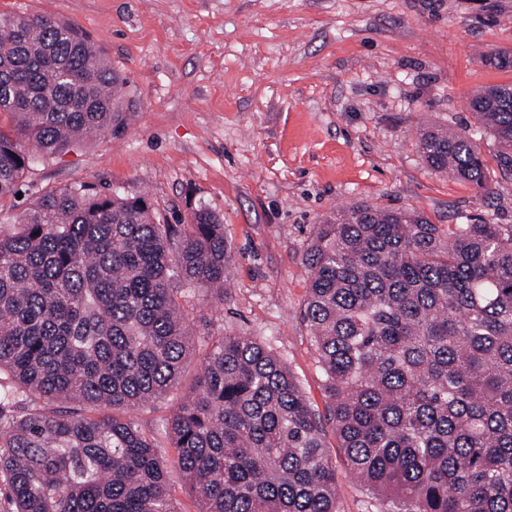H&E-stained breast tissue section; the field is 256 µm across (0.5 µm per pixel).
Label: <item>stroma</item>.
I'll list each match as a JSON object with an SVG mask.
<instances>
[{
  "label": "stroma",
  "instance_id": "obj_1",
  "mask_svg": "<svg viewBox=\"0 0 512 512\" xmlns=\"http://www.w3.org/2000/svg\"><path fill=\"white\" fill-rule=\"evenodd\" d=\"M87 34L120 76V116L79 150L35 160L0 229L44 192L89 183L148 199L172 224L206 208L231 254L227 292L183 288L197 336L263 342L327 409L301 319L315 224L358 202L418 208L441 226L512 224V168L467 109L512 84V0H0ZM427 127L474 134L491 193L432 170ZM339 512H384L351 477L333 425Z\"/></svg>",
  "mask_w": 512,
  "mask_h": 512
}]
</instances>
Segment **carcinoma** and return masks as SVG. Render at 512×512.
Segmentation results:
<instances>
[{
	"instance_id": "carcinoma-1",
	"label": "carcinoma",
	"mask_w": 512,
	"mask_h": 512,
	"mask_svg": "<svg viewBox=\"0 0 512 512\" xmlns=\"http://www.w3.org/2000/svg\"><path fill=\"white\" fill-rule=\"evenodd\" d=\"M120 77L74 25L0 17V201L42 158L119 119ZM469 110L512 166V85ZM427 164L490 192L466 132L424 129ZM207 209L163 224L142 197L73 184L0 231V475L11 512H181L155 439L123 417L203 364L162 423L198 512H337L338 448L387 512H512V224L448 230L357 203L313 228L301 310L328 418L251 336L196 342L181 285L224 300Z\"/></svg>"
}]
</instances>
